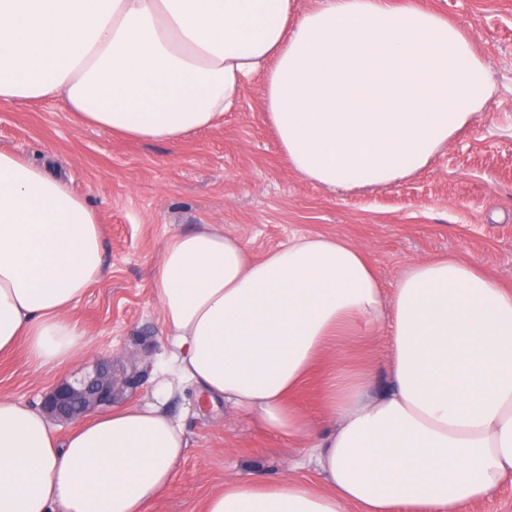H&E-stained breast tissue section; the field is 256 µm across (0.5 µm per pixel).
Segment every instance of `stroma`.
<instances>
[{"label": "stroma", "instance_id": "stroma-1", "mask_svg": "<svg viewBox=\"0 0 512 512\" xmlns=\"http://www.w3.org/2000/svg\"><path fill=\"white\" fill-rule=\"evenodd\" d=\"M420 3L470 37L494 92L424 169L389 185L327 188L303 180L266 120L258 76L215 126L178 145L87 126L59 97L0 106V149L68 181L96 212L105 269L73 311L88 332L80 357L39 369L21 347L0 356V398L38 408L52 387L94 361L111 360L119 370L128 357L139 359L147 373L126 389L124 402L161 405L188 441L171 487L147 512H203L227 476L276 478L302 454L227 406L206 404L194 385L161 394V383L172 377V355L150 272L171 236L208 224L259 257L293 238L325 233L363 249L387 289L410 261L444 255L476 263L512 289V0ZM387 335L383 326L349 334L297 390L294 403L323 423V381L336 367L375 364L373 389L384 390Z\"/></svg>", "mask_w": 512, "mask_h": 512}]
</instances>
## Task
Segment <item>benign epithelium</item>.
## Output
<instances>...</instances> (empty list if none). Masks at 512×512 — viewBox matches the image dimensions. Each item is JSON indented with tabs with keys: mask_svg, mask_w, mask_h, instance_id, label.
I'll return each mask as SVG.
<instances>
[{
	"mask_svg": "<svg viewBox=\"0 0 512 512\" xmlns=\"http://www.w3.org/2000/svg\"><path fill=\"white\" fill-rule=\"evenodd\" d=\"M118 396L112 365L97 362L92 370L53 387L45 394L42 406L61 422H77L92 411L112 405Z\"/></svg>",
	"mask_w": 512,
	"mask_h": 512,
	"instance_id": "obj_1",
	"label": "benign epithelium"
}]
</instances>
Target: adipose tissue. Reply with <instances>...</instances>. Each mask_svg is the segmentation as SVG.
Here are the masks:
<instances>
[{
	"instance_id": "adipose-tissue-1",
	"label": "adipose tissue",
	"mask_w": 512,
	"mask_h": 512,
	"mask_svg": "<svg viewBox=\"0 0 512 512\" xmlns=\"http://www.w3.org/2000/svg\"><path fill=\"white\" fill-rule=\"evenodd\" d=\"M256 75L292 169L347 189L420 171L493 94L472 42L414 0H0V104L59 96L89 126L172 143ZM102 276L95 212L0 151V354L74 361L72 312ZM151 283L177 382L303 447L297 468L324 482L233 476L205 512H461L512 481V290L473 263L411 262L389 293L340 236L254 259L207 224L165 241ZM362 323L388 327L391 387L371 396L369 368L332 379L317 430L290 397ZM186 446L155 404L62 437L0 398V512H145Z\"/></svg>"
}]
</instances>
